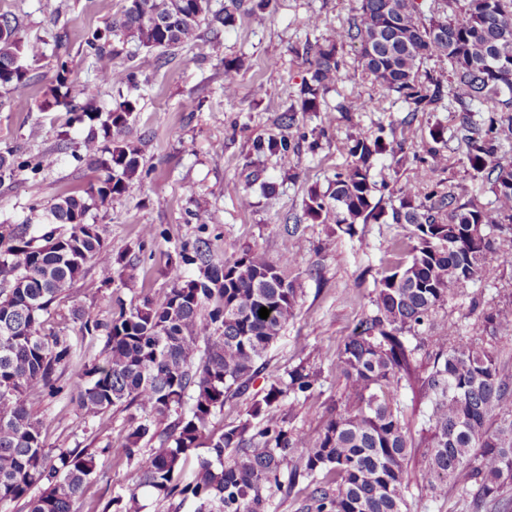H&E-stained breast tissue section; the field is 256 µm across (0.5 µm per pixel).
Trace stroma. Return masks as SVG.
Wrapping results in <instances>:
<instances>
[{
    "mask_svg": "<svg viewBox=\"0 0 512 512\" xmlns=\"http://www.w3.org/2000/svg\"><path fill=\"white\" fill-rule=\"evenodd\" d=\"M123 0H0V12L14 13L24 39L38 42L43 54L31 63L34 82L23 90L0 88V148L18 147L23 157L46 159L38 173L24 172L0 184V222L29 223L34 235L45 224L33 201L48 203L63 193L82 194L96 173L83 156L85 128L69 125L64 107L41 110L40 103L54 85L57 44L70 54V94L79 97L93 82L90 58L81 43L84 30L118 17ZM351 0H272L267 10L240 12L233 27L219 42L197 41L183 46L160 63L158 53L132 50L116 58V65H139L149 84L135 90L138 118L131 131L140 140L150 176L124 196L91 211L89 223L98 225L113 254L133 247L151 229L165 234L150 241L125 284L102 285L100 270L88 266L48 319L49 328L70 338L76 349L71 368L65 369L55 397L26 395L28 409L42 423V437L51 451L90 448L98 453V468L78 512L91 503L116 496L128 497L138 479L136 464L112 459L110 451L125 440L130 421L127 412L106 418L92 417L72 401L76 367L105 358L104 336L81 337L71 320V310L85 307L101 319L112 316L117 301H135L170 288L171 271L181 265L184 243L202 236L213 252L228 257L245 246L278 259L283 250L297 252L286 274L299 289V306L293 320L269 348L259 373L248 390L229 397L214 418L215 427L237 424L254 399L270 385H286L289 372L304 364L321 370V384L311 396L284 397L276 415L288 417L292 429L316 434L331 406L339 400L343 377L337 367L338 351L353 324L372 310L375 278L388 258L390 244L408 239L406 224H359L345 233L335 224H314L303 217V201L311 185L327 189L336 171L347 162L342 149L356 128L402 119L393 99H380L372 112L299 113L300 124L322 126L331 142L317 153L301 152L275 157L265 163L267 178L279 182L278 195L267 198L250 193L251 207L240 197L248 193L241 158L254 138L274 132V120L295 95L306 74L305 63L288 51L290 43L327 36L344 21ZM323 23L311 30L310 13ZM242 61L236 94L224 95L223 60ZM262 97H255L256 87ZM68 131L75 152L56 151L61 131ZM448 165L436 168L433 181L453 190L481 193V181L470 175L465 145L448 140ZM298 224L293 238L283 227ZM182 266V265H181ZM512 304V258L488 257L479 281L456 289L434 312L435 323H456L461 340L488 336L482 310ZM411 512H470L458 488L445 483L430 486L420 472L412 474Z\"/></svg>",
    "mask_w": 512,
    "mask_h": 512,
    "instance_id": "obj_1",
    "label": "stroma"
}]
</instances>
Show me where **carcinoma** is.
<instances>
[{
  "mask_svg": "<svg viewBox=\"0 0 512 512\" xmlns=\"http://www.w3.org/2000/svg\"><path fill=\"white\" fill-rule=\"evenodd\" d=\"M243 0L214 12L211 0H125L119 17L83 35L87 55L98 63L100 82L137 88L150 78L134 66H112L128 42L164 52L193 42L202 28L218 38L234 25ZM355 0L351 15L323 41L290 46L307 64L294 103L276 118L278 132L253 140L242 169L261 194L276 192L263 177V161L300 151L315 152L324 129L306 130L299 112H372V98L345 94L340 85L359 70L383 96L401 103L412 125L421 112H450L453 135L466 146L473 178L488 185L493 199L443 191L423 194L411 183L398 188L376 181L380 164L394 173L413 161L420 180L444 157L448 127L435 125L420 149L391 125L358 129L345 143L347 164L332 187L314 186L304 214L317 224H410V243L393 248L394 260L381 271L373 312L358 320L339 350L344 388L316 437L294 432L271 413L281 398L308 397L320 373L298 366L288 384L272 386L248 416L222 432L213 418L224 400L249 387L259 362L297 313L299 288L284 273L293 252L272 261L247 248L229 258L213 254L198 237L181 249L182 261L199 271L176 270L172 285L129 305L118 303L109 321L90 309L75 308L78 334L106 336L103 362L84 367L76 403L85 414L129 413L131 431L112 456L136 462L139 482L128 501L116 497L101 512H138V494L159 501L190 500L195 512H268L269 491L307 483L306 512H410V466L429 481L448 482L471 498L475 512L490 504L509 507L512 497V378L504 374L498 351L483 339H456L454 323L423 335L431 313L454 289L478 279L487 257L512 253V161L502 160L512 132V0ZM354 51L348 62L345 50ZM42 55L20 35L15 16L0 13V87L24 89L33 76L24 59ZM224 96L236 93L241 67L223 61ZM58 85L41 107L64 104L68 58L57 56ZM335 101H329L330 93ZM70 106L73 120L92 122L85 148L99 172L81 195L67 194L45 207L50 231L35 237L26 224H0V504L24 501L25 512H77L97 466L96 453L72 448L53 455L42 439V423L24 395L59 392L58 371L70 366L74 345L45 327L54 304L65 298L90 263L101 266L103 281L124 280L145 250L137 243L129 257H112L99 227L88 214L148 178L139 142L130 137L138 100L124 97L106 112L95 105L92 88ZM40 169L7 147L0 151V181ZM388 196V205L375 195ZM270 310L259 317L260 308ZM492 334L512 333V307L483 312ZM411 337H406V334ZM437 349L422 387L429 405L422 414L412 462L414 436L399 391L412 386L416 355ZM191 471L186 463L197 448ZM302 464L282 481V467Z\"/></svg>",
  "mask_w": 512,
  "mask_h": 512,
  "instance_id": "carcinoma-1",
  "label": "carcinoma"
}]
</instances>
